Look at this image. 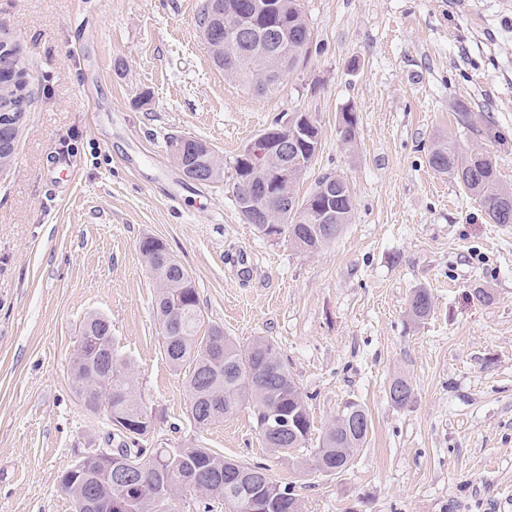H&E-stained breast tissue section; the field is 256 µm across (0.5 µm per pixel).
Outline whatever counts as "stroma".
Instances as JSON below:
<instances>
[{"label": "stroma", "instance_id": "35a3bbf8", "mask_svg": "<svg viewBox=\"0 0 512 512\" xmlns=\"http://www.w3.org/2000/svg\"><path fill=\"white\" fill-rule=\"evenodd\" d=\"M199 4L0 0V41L20 45L31 91L0 172V512H72L60 477L105 445L111 426L69 372L91 312L111 321L154 418L139 447L266 466L302 512H512V225L427 162L438 138L476 142L455 122L463 104L502 132L481 143L512 186V0H304L319 49L263 97L212 66ZM348 108L352 146L338 133ZM292 112L321 138L300 193L333 174L354 202L315 254L243 223L232 193L235 156ZM179 135L223 154V180L183 176ZM146 236L187 269L203 327L277 344L314 433L345 402L365 408L368 439L345 469L271 454L247 406L194 425L153 314ZM418 288L433 297L420 321ZM398 377L404 408L389 398ZM408 306L413 318L420 320L427 317L433 306L431 293L425 288H418L414 290L410 297Z\"/></svg>", "mask_w": 512, "mask_h": 512}]
</instances>
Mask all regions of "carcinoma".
Wrapping results in <instances>:
<instances>
[{
	"label": "carcinoma",
	"instance_id": "carcinoma-1",
	"mask_svg": "<svg viewBox=\"0 0 512 512\" xmlns=\"http://www.w3.org/2000/svg\"><path fill=\"white\" fill-rule=\"evenodd\" d=\"M282 13L266 15L260 11L243 15L245 24L261 32L272 24L288 34L279 46L294 56L293 69H298L312 53L313 34L305 17L303 0H286ZM224 13V0H201L196 24L213 12ZM213 65L231 76L235 82L256 95L277 91L275 82L261 57L247 44L233 46L223 54L209 52ZM30 99L25 75H17L0 83V137L15 139L11 116L26 111ZM458 125L482 139H496L500 132L477 125L468 108L455 112ZM339 132L344 142L356 140L357 116L353 108L344 111ZM316 153L310 139H300L288 153V168L295 173L288 192L298 201L295 212L267 209V223L254 228L262 235L276 238L283 234L300 252L312 254L323 250L335 237L318 234L315 223L314 194H298L297 185L312 165ZM428 164L437 173L454 180L467 193L477 197L488 218L495 224H512V188L504 186L490 155L480 149L462 151L446 139L434 142L428 153ZM233 194L244 223H250L256 210L253 199L261 188L263 172L241 169L234 158ZM336 208L337 224L349 223L353 197L347 182L336 178V193L331 199ZM166 246L156 238L146 237L140 251L157 284L156 316L162 326L163 351L176 371L188 368L185 386L190 399L189 417L201 428L220 423L247 404L254 409L256 428L266 448L274 453L309 452L317 469L333 473L347 467L355 453L364 446L369 433V418L358 402L348 401L324 428L316 447H310L311 427L306 395L297 385L282 360L277 346L259 336L241 346L212 326L199 335L202 322L196 288L184 279L187 270L178 260L161 270L155 262L157 253ZM409 311L413 318L423 319L432 309V295L426 288L412 293ZM72 386L87 410L112 409V417L129 422L131 433L145 435L154 428L135 393L133 369L119 353L110 322L104 316L88 315L80 328V336L70 363ZM276 411L288 417L300 439L280 440L266 429V416ZM129 458L140 464V473L127 479L112 459V470L100 461L88 459L76 478L63 474L61 486L80 512H116V500L129 502L128 512H160L166 505L165 495L178 487L200 493L210 501L222 502L229 512H300V504L291 487L273 480L263 466H248L213 453L206 448H172L157 452L150 448H119L118 458Z\"/></svg>",
	"mask_w": 512,
	"mask_h": 512
}]
</instances>
